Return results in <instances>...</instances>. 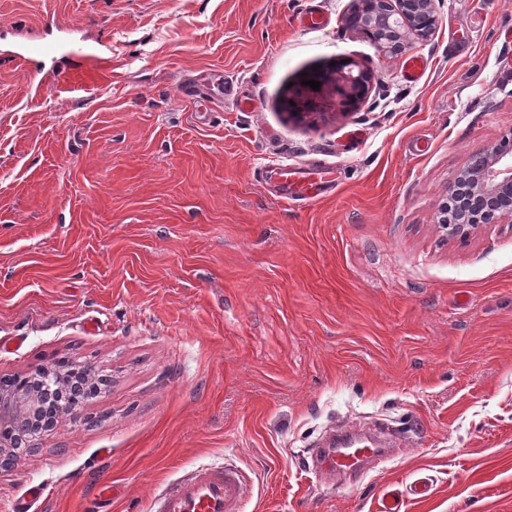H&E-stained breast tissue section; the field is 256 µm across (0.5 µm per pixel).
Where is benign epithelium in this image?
Returning <instances> with one entry per match:
<instances>
[{"mask_svg": "<svg viewBox=\"0 0 512 512\" xmlns=\"http://www.w3.org/2000/svg\"><path fill=\"white\" fill-rule=\"evenodd\" d=\"M369 21L380 31L376 47L397 56L408 38H426L438 24L432 0H375ZM371 72L353 61L340 64L334 85L354 104L369 90ZM512 223V140L492 143L470 155L439 210L438 223L452 237H465L481 226ZM58 376L51 366L40 367L25 383L0 390V465L11 461L13 448H31L44 432L56 425L50 416L58 390Z\"/></svg>", "mask_w": 512, "mask_h": 512, "instance_id": "obj_1", "label": "benign epithelium"}]
</instances>
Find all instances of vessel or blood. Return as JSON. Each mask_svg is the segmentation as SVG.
<instances>
[{"instance_id": "b4317fda", "label": "vessel or blood", "mask_w": 512, "mask_h": 512, "mask_svg": "<svg viewBox=\"0 0 512 512\" xmlns=\"http://www.w3.org/2000/svg\"><path fill=\"white\" fill-rule=\"evenodd\" d=\"M265 176L289 186L295 199H312L319 191L318 180L301 172L277 167ZM392 454V449L379 446L375 439L350 431L327 447L313 449L305 466L325 479L356 477L372 462ZM249 486L246 473L238 468L200 469L167 484L151 499L148 512H239Z\"/></svg>"}]
</instances>
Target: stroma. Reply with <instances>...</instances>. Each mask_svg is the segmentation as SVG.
<instances>
[{
    "label": "stroma",
    "mask_w": 512,
    "mask_h": 512,
    "mask_svg": "<svg viewBox=\"0 0 512 512\" xmlns=\"http://www.w3.org/2000/svg\"><path fill=\"white\" fill-rule=\"evenodd\" d=\"M349 5L0 0V376L107 378L0 468V512L33 485L31 512H146L218 464L253 480L241 512H380L418 480L402 512H512V225L437 227L468 155L512 133V0H433L394 57ZM343 59L373 72L364 100L304 103ZM318 164L336 186L312 202L259 178ZM380 419L403 443L363 477L303 467Z\"/></svg>",
    "instance_id": "35a3bbf8"
}]
</instances>
